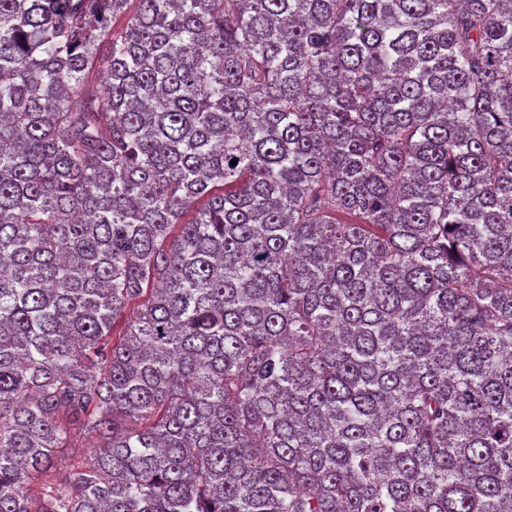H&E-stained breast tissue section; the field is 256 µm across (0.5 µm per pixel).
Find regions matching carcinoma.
Instances as JSON below:
<instances>
[{
    "instance_id": "1",
    "label": "carcinoma",
    "mask_w": 512,
    "mask_h": 512,
    "mask_svg": "<svg viewBox=\"0 0 512 512\" xmlns=\"http://www.w3.org/2000/svg\"><path fill=\"white\" fill-rule=\"evenodd\" d=\"M0 512H512V0H0Z\"/></svg>"
}]
</instances>
